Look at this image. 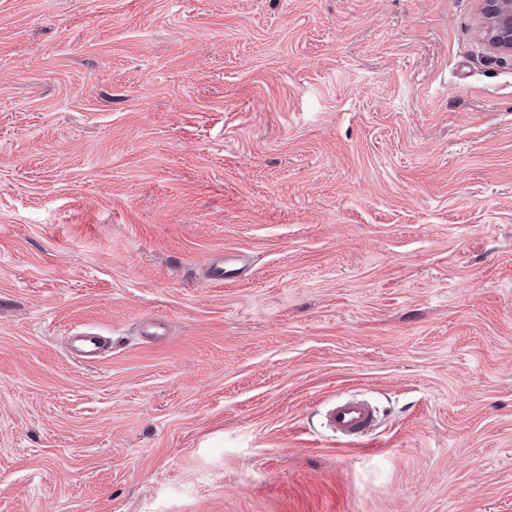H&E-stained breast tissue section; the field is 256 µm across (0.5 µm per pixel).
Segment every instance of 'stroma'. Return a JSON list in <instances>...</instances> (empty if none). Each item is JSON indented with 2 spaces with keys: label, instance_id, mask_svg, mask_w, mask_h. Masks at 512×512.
Here are the masks:
<instances>
[{
  "label": "stroma",
  "instance_id": "1",
  "mask_svg": "<svg viewBox=\"0 0 512 512\" xmlns=\"http://www.w3.org/2000/svg\"><path fill=\"white\" fill-rule=\"evenodd\" d=\"M486 24L0 0V512H512V53ZM225 251L247 271L212 284ZM86 327L91 365L64 348ZM349 395L378 415L357 444L324 420ZM70 353L84 363H96L110 348V340L98 333L76 330L67 338Z\"/></svg>",
  "mask_w": 512,
  "mask_h": 512
}]
</instances>
